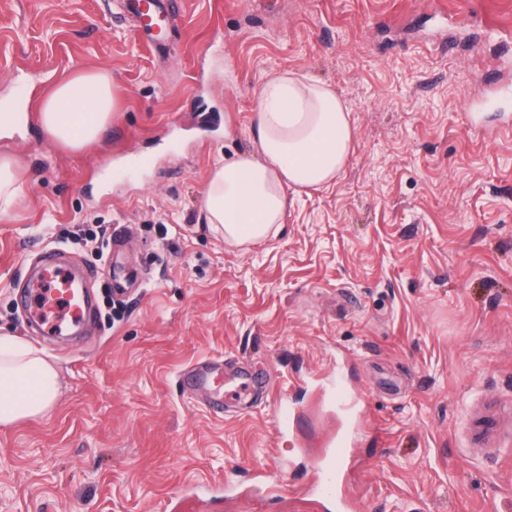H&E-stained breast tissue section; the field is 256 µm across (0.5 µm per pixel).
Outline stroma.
<instances>
[{
  "mask_svg": "<svg viewBox=\"0 0 512 512\" xmlns=\"http://www.w3.org/2000/svg\"><path fill=\"white\" fill-rule=\"evenodd\" d=\"M182 2L156 55L123 0H0V101L101 68L119 101L76 151L34 119L0 139L25 184L0 218V334L60 383L46 415L0 428V512H313L283 400L349 437L357 512H512V0ZM284 69L344 98L354 149L277 238L234 247L201 196L253 150L255 91ZM138 156L155 168L132 174ZM44 250L92 272L83 338L24 328L16 286ZM109 261L141 286L115 295ZM200 361L263 386L214 414L181 383Z\"/></svg>",
  "mask_w": 512,
  "mask_h": 512,
  "instance_id": "1",
  "label": "stroma"
}]
</instances>
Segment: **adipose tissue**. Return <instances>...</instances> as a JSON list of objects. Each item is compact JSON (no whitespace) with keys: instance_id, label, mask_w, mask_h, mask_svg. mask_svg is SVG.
I'll list each match as a JSON object with an SVG mask.
<instances>
[{"instance_id":"1","label":"adipose tissue","mask_w":512,"mask_h":512,"mask_svg":"<svg viewBox=\"0 0 512 512\" xmlns=\"http://www.w3.org/2000/svg\"><path fill=\"white\" fill-rule=\"evenodd\" d=\"M116 110L112 76L104 69L57 81L38 103V120L57 144L95 142ZM251 133L255 149L213 169L201 198L207 223L234 246L278 233L289 194L332 184L355 140L351 114L331 86L286 69L256 90ZM59 396L58 374L43 351L0 336V426L48 412Z\"/></svg>"}]
</instances>
